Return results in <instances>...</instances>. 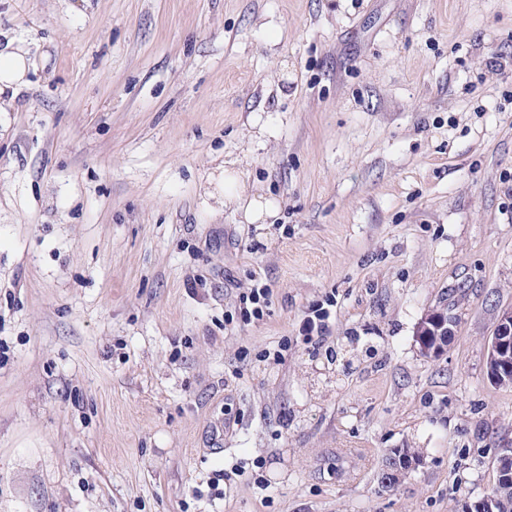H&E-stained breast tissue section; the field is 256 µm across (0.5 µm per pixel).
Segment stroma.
I'll use <instances>...</instances> for the list:
<instances>
[{"label":"stroma","mask_w":512,"mask_h":512,"mask_svg":"<svg viewBox=\"0 0 512 512\" xmlns=\"http://www.w3.org/2000/svg\"><path fill=\"white\" fill-rule=\"evenodd\" d=\"M10 43L0 512H461L495 485L512 0H0ZM228 172L276 217L225 207ZM27 56L28 53L22 46H17L6 53L0 51V96L5 94L6 90H12L10 100H0V112L3 104H9L8 102L13 99L15 87L27 82L26 76L30 68ZM269 295L270 290L264 284L251 288L250 294L246 298L245 318L249 320H260L263 318L268 307ZM434 315L435 314H431L425 318L421 322L416 333V342L419 344L422 353L429 356H438L442 354L445 347L448 345V320L444 319L440 326L442 328L440 336H443L441 346L440 348L435 347L433 350L430 349L428 341V336H430L429 323L433 322Z\"/></svg>","instance_id":"stroma-1"}]
</instances>
